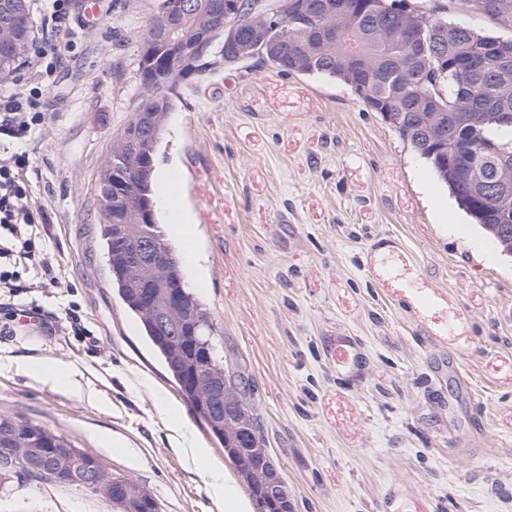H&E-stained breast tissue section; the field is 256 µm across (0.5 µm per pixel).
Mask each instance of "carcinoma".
<instances>
[{
	"label": "carcinoma",
	"mask_w": 512,
	"mask_h": 512,
	"mask_svg": "<svg viewBox=\"0 0 512 512\" xmlns=\"http://www.w3.org/2000/svg\"><path fill=\"white\" fill-rule=\"evenodd\" d=\"M318 15L311 24L288 25L292 34L274 52L242 62H227L228 70L250 72L271 66L285 77L293 74L335 78L347 87L362 105V111L378 114L402 141L428 162L472 224L499 252L512 240L502 225H512V200L499 203L474 196L476 172L470 163L474 152L495 155L505 150L512 161V126L499 123L500 112L512 113V37L504 38L480 29L461 26L448 16L454 12L480 14L495 25L512 27V0H434L419 11L404 0H309ZM193 23L211 32L218 48L227 32L210 12L197 14ZM160 49L140 54V93L131 119L121 135H132L134 123H144L157 137L137 142L136 162L156 169L159 136L166 127L173 99L184 79L174 80L168 93L154 98L148 89L152 67L160 66ZM155 175L148 181L131 178L123 197L115 199L109 221L96 209L97 232L104 247L112 288L126 310L139 322L143 335L159 353L168 373L206 426L210 435L237 458L257 463L249 441L235 434L215 417L210 396L202 383L191 375L203 361L210 372L224 380L236 398L237 409L261 430L255 404V385L246 367L234 352H221L214 342L216 329L205 304L188 288L184 300L207 316V320L184 329L182 342L175 345L158 332L151 314L143 307L140 292L144 282H134L127 273L124 246L112 239V225L122 223L130 200H151ZM157 239L161 256H174L175 250L164 238L159 225L136 226ZM85 453L73 448L55 431L10 416H0V485L20 477L64 484L99 498L112 499L97 485H86L71 478L77 470L75 457ZM55 461L57 474H40L20 466V461L40 458Z\"/></svg>",
	"instance_id": "1"
}]
</instances>
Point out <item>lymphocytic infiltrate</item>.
I'll return each mask as SVG.
<instances>
[{"label": "lymphocytic infiltrate", "instance_id": "1", "mask_svg": "<svg viewBox=\"0 0 512 512\" xmlns=\"http://www.w3.org/2000/svg\"><path fill=\"white\" fill-rule=\"evenodd\" d=\"M78 0H39L38 36L27 60L11 85L0 90V288L18 285V272L9 262L18 254L25 263L40 267L44 285L63 284L48 254L36 249L27 230L47 221L46 207L34 194L28 171L34 165L20 141L42 138L49 118V93L62 62L87 40L88 29L78 14Z\"/></svg>", "mask_w": 512, "mask_h": 512}]
</instances>
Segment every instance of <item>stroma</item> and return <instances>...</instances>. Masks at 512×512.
Masks as SVG:
<instances>
[{"label": "stroma", "instance_id": "obj_1", "mask_svg": "<svg viewBox=\"0 0 512 512\" xmlns=\"http://www.w3.org/2000/svg\"><path fill=\"white\" fill-rule=\"evenodd\" d=\"M160 0H112L62 65L43 141L46 248L64 285L24 271L51 329L0 331V415L46 426L137 480L160 512H224L249 491L112 290L94 186L139 94ZM156 210L184 278L255 381L294 512H512V261L341 82L265 67L188 83L158 149ZM45 367L78 372L77 395ZM165 403H158L157 395ZM206 448L185 460L166 406ZM0 512H113L59 483L0 489ZM213 494L220 500H224V507L226 501L228 502L229 512H250L249 504L246 500L237 497L224 490V481L220 476L215 475L211 483Z\"/></svg>", "mask_w": 512, "mask_h": 512}]
</instances>
